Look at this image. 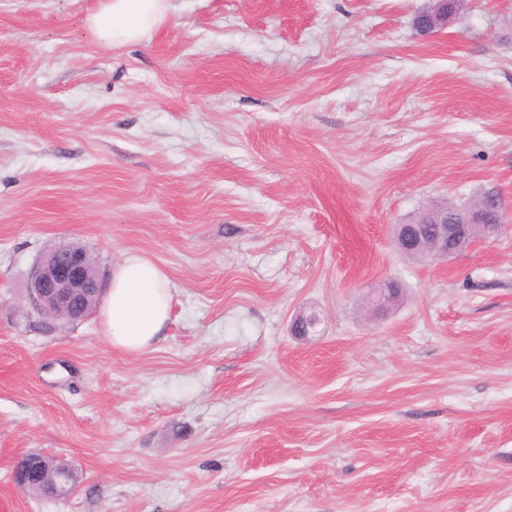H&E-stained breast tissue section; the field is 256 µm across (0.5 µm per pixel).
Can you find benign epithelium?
I'll use <instances>...</instances> for the list:
<instances>
[{"instance_id": "1", "label": "benign epithelium", "mask_w": 512, "mask_h": 512, "mask_svg": "<svg viewBox=\"0 0 512 512\" xmlns=\"http://www.w3.org/2000/svg\"><path fill=\"white\" fill-rule=\"evenodd\" d=\"M436 30L448 25V2L436 0L433 8L417 16ZM477 223L474 212L463 208L453 218L448 211L433 210L427 219L416 224H399L395 230L397 247L404 253L420 257L446 258L453 253L448 240L465 236L466 228ZM103 281L91 273L87 250L76 243H65L46 251L37 261L30 276L29 298L33 311L45 318L68 322L83 320L90 312L88 300L100 298ZM375 312L385 313L392 306V288L388 282L373 290ZM35 455L21 458L14 470L16 485L25 489L40 478L31 468Z\"/></svg>"}]
</instances>
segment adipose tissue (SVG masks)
<instances>
[{
	"label": "adipose tissue",
	"instance_id": "ef3b65f1",
	"mask_svg": "<svg viewBox=\"0 0 512 512\" xmlns=\"http://www.w3.org/2000/svg\"><path fill=\"white\" fill-rule=\"evenodd\" d=\"M171 11V0H102L87 25L99 41L131 43L164 23ZM172 311L169 280L152 259L130 254L114 267L101 306L112 348L138 354L165 340Z\"/></svg>",
	"mask_w": 512,
	"mask_h": 512
}]
</instances>
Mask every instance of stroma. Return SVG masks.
Instances as JSON below:
<instances>
[{
    "label": "stroma",
    "instance_id": "obj_1",
    "mask_svg": "<svg viewBox=\"0 0 512 512\" xmlns=\"http://www.w3.org/2000/svg\"><path fill=\"white\" fill-rule=\"evenodd\" d=\"M99 2L0 0V512H512V0H173L121 46ZM486 193L497 236L397 248ZM69 242L166 270L157 348L31 314ZM454 6L455 4L448 3L446 0H436L435 5L430 11L417 16L415 23L419 21L425 22L432 28L431 32L439 28H444L448 25V7L452 8ZM450 215L447 210H433L429 218L419 220L418 224H398L395 230L397 247L419 257L447 258L454 254L452 244L448 247V238H463L466 228L477 223V217L473 211L461 208L448 223ZM35 455L36 454L26 455L18 461L14 470V481L20 489H25L30 494L41 496L43 484H35L27 488L40 478V473L38 471L34 472L31 468V462H35Z\"/></svg>",
    "mask_w": 512,
    "mask_h": 512
}]
</instances>
